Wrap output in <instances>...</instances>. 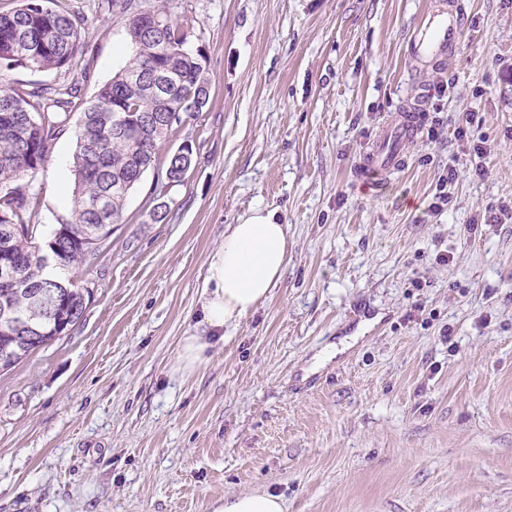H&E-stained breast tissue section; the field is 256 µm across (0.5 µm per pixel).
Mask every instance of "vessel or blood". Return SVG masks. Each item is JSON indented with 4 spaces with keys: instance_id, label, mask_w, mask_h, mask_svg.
I'll use <instances>...</instances> for the list:
<instances>
[{
    "instance_id": "1",
    "label": "vessel or blood",
    "mask_w": 512,
    "mask_h": 512,
    "mask_svg": "<svg viewBox=\"0 0 512 512\" xmlns=\"http://www.w3.org/2000/svg\"><path fill=\"white\" fill-rule=\"evenodd\" d=\"M466 17L457 4L435 12L423 22L411 39V51L421 58L453 55L461 45ZM423 122L419 104L384 122L357 165L359 177L375 188L385 186L390 175L403 164L402 149L415 141Z\"/></svg>"
}]
</instances>
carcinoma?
Wrapping results in <instances>:
<instances>
[{
	"label": "carcinoma",
	"mask_w": 512,
	"mask_h": 512,
	"mask_svg": "<svg viewBox=\"0 0 512 512\" xmlns=\"http://www.w3.org/2000/svg\"><path fill=\"white\" fill-rule=\"evenodd\" d=\"M21 5L0 14V71L24 64L42 69L70 68L80 51L79 30L85 17L77 11L54 6L55 0H20ZM107 11L125 18L133 56L105 84L82 112L77 124L74 156L73 205L47 238L38 234L31 217L40 206L33 182L48 161L55 140L70 126L72 100L54 86L35 84L23 88L0 74V102L11 100L23 108L20 118L10 120L0 111V252L19 268L20 281L11 288L0 286V364L13 368L31 353L32 347L10 345L13 337L41 330L52 342L67 334L86 311L85 296L70 285L66 272L92 266L108 246L110 227L119 223L129 190L140 180L158 150L176 132L184 119L197 117L209 102V92L200 86L198 73L206 64L201 50L186 49V32L171 17V8L159 5L139 14L130 12L132 0H102ZM159 21L163 30L154 29ZM170 64L167 89L155 92L137 83V77L156 64ZM110 116V125L98 116ZM155 117L157 125L134 135L114 136L111 125L134 130L144 119ZM97 230L93 250L84 249L78 236ZM53 279L71 286L69 305H60L51 317L40 314L35 293L43 281ZM11 354L3 358L5 345Z\"/></svg>",
	"instance_id": "obj_1"
}]
</instances>
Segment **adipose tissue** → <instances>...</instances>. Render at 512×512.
<instances>
[{
  "instance_id": "ef3b65f1",
  "label": "adipose tissue",
  "mask_w": 512,
  "mask_h": 512,
  "mask_svg": "<svg viewBox=\"0 0 512 512\" xmlns=\"http://www.w3.org/2000/svg\"><path fill=\"white\" fill-rule=\"evenodd\" d=\"M288 261V227L276 211L258 210L229 225L207 258L201 293L203 321L220 332L248 317L280 282Z\"/></svg>"
}]
</instances>
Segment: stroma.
Listing matches in <instances>:
<instances>
[{
  "instance_id": "35a3bbf8",
  "label": "stroma",
  "mask_w": 512,
  "mask_h": 512,
  "mask_svg": "<svg viewBox=\"0 0 512 512\" xmlns=\"http://www.w3.org/2000/svg\"><path fill=\"white\" fill-rule=\"evenodd\" d=\"M62 2L85 17L77 65L7 80L79 85L77 119L132 49L100 0ZM434 2L174 0L209 105L160 147L107 254L73 270L93 291L80 323L0 371V512H222L243 491L285 512H512V222L484 221L512 203V0H458L466 33L437 65L410 51ZM416 100L404 165L363 189L361 153ZM469 112L479 161L455 137ZM184 142L196 163L156 220ZM75 151L71 130L36 177L42 235L69 212ZM258 208L288 226L283 276L205 332L207 256ZM202 334L211 360L184 375L181 340Z\"/></svg>"
}]
</instances>
